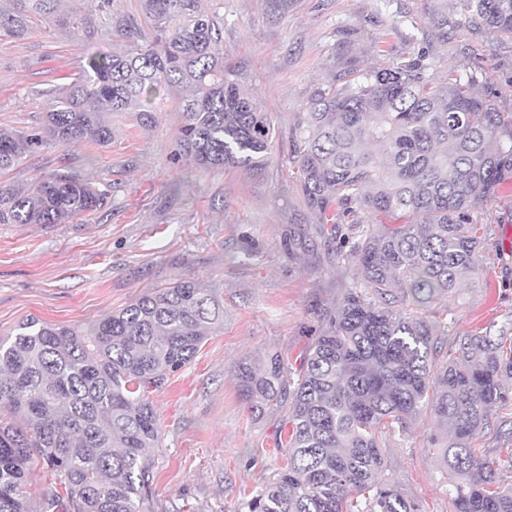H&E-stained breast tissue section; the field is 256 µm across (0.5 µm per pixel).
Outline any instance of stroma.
I'll list each match as a JSON object with an SVG mask.
<instances>
[{
	"label": "stroma",
	"mask_w": 512,
	"mask_h": 512,
	"mask_svg": "<svg viewBox=\"0 0 512 512\" xmlns=\"http://www.w3.org/2000/svg\"><path fill=\"white\" fill-rule=\"evenodd\" d=\"M224 0V65L249 88L273 129L270 158L258 167L197 170L179 155L176 94L151 96L152 123L112 112V140L43 144L0 173L17 187L68 167L107 185L105 208L68 224H0V337L24 319L87 325L137 297L189 276L223 310L193 360L152 392L161 423L149 482V512H236L244 495L287 463L281 442L288 405L255 410L241 395L242 363L280 355L297 371L307 344L357 282L341 224L324 235L294 178V128L313 89L347 68L368 71L423 58L426 74L454 71L490 96L512 127V38L475 28L464 0ZM54 21L26 36H0V130L37 133L49 89L90 55L121 50L112 14L138 15L137 0H61ZM481 266L458 290L419 311L447 322L436 360L472 332L512 334V178L475 214ZM505 409L476 441L481 458H502L512 485V382ZM432 420L387 434L382 476L419 512H452L448 476Z\"/></svg>",
	"instance_id": "1"
}]
</instances>
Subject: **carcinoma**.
Wrapping results in <instances>:
<instances>
[{
	"label": "carcinoma",
	"mask_w": 512,
	"mask_h": 512,
	"mask_svg": "<svg viewBox=\"0 0 512 512\" xmlns=\"http://www.w3.org/2000/svg\"><path fill=\"white\" fill-rule=\"evenodd\" d=\"M139 0L145 25L112 17L121 52L86 59L48 91L44 135L0 130V171L51 141L112 140L108 112L153 120L144 101L180 98L183 154L203 170L260 166L272 138L266 113L224 68L221 0ZM476 25L512 36V0H467ZM58 0H13L0 35L21 37L54 16ZM423 60L317 87L294 132L293 163L307 206L336 225L364 211L370 224L345 241L358 284L308 343L296 376L273 356L240 370L255 406L288 398L287 465L238 512H418L381 477L384 430L430 415L453 512H512V486L471 442L505 400L512 336L457 338L441 366L433 350L448 323L413 308L449 295L479 271L473 211L512 177V130L470 84L424 74ZM108 190L72 170L21 188L0 187V224H67L102 209ZM401 214L403 224L379 216ZM209 289L182 277L84 328L34 317L0 338V512H146L160 420L150 394L189 364L218 325ZM49 487L29 492L34 462Z\"/></svg>",
	"instance_id": "1"
}]
</instances>
